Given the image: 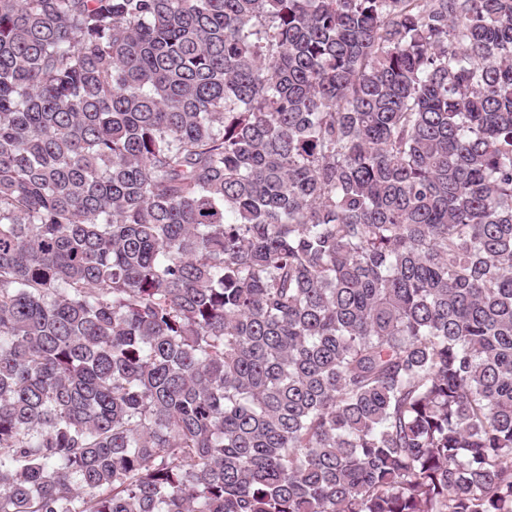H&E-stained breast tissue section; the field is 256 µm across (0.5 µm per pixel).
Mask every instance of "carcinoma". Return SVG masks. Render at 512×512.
Returning a JSON list of instances; mask_svg holds the SVG:
<instances>
[{
    "label": "carcinoma",
    "mask_w": 512,
    "mask_h": 512,
    "mask_svg": "<svg viewBox=\"0 0 512 512\" xmlns=\"http://www.w3.org/2000/svg\"><path fill=\"white\" fill-rule=\"evenodd\" d=\"M0 512H512V0H0Z\"/></svg>",
    "instance_id": "1"
}]
</instances>
